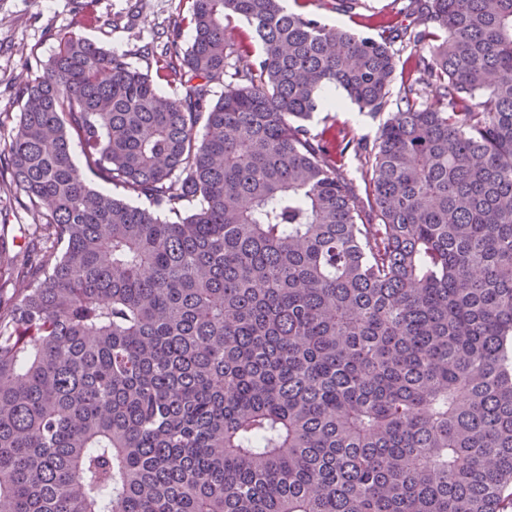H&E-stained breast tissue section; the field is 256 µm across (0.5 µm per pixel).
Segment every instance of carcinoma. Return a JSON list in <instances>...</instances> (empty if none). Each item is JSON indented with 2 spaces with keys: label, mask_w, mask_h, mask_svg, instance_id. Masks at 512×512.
Wrapping results in <instances>:
<instances>
[{
  "label": "carcinoma",
  "mask_w": 512,
  "mask_h": 512,
  "mask_svg": "<svg viewBox=\"0 0 512 512\" xmlns=\"http://www.w3.org/2000/svg\"><path fill=\"white\" fill-rule=\"evenodd\" d=\"M413 2L377 40L193 0L153 73L71 31L19 84L0 512H512V0ZM396 41L429 56L366 224L306 122L331 86L382 108ZM0 208H2L0 213V224H9V247L18 253V261L23 264L27 262L28 257L22 252L19 253L20 248L18 246H21L22 249L25 247L26 232L24 228H26V224H30L29 218L26 211L18 202L9 205L8 202L5 203L3 200V203H0ZM12 236L15 237L14 245L16 246L14 247H12Z\"/></svg>",
  "instance_id": "carcinoma-1"
}]
</instances>
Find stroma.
I'll return each mask as SVG.
<instances>
[{"instance_id":"obj_1","label":"stroma","mask_w":512,"mask_h":512,"mask_svg":"<svg viewBox=\"0 0 512 512\" xmlns=\"http://www.w3.org/2000/svg\"><path fill=\"white\" fill-rule=\"evenodd\" d=\"M410 0H362L349 11L337 10L333 0H307L306 11L318 13L330 24L357 33L381 37L379 28L366 25L373 13L405 12ZM191 0H98L97 10L105 26L78 28L74 0H0V113L10 118L0 126V152L7 149L19 111L16 86L28 76L39 74L42 65L55 52L60 33L81 29L85 38L106 48L126 54L139 68L151 66L143 54L144 45L157 44V34L166 30L170 21L188 14ZM402 87L393 83L384 107L377 111H359L350 101L337 107H318L308 127L311 133L329 143L348 141L336 165L361 202L367 222H374L375 213L368 194L364 150L373 146L380 127L400 105Z\"/></svg>"}]
</instances>
